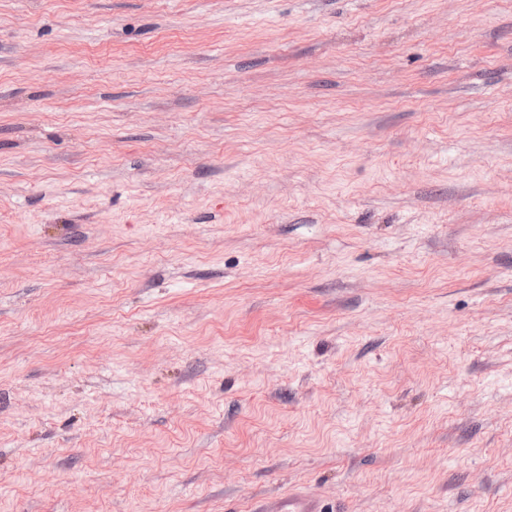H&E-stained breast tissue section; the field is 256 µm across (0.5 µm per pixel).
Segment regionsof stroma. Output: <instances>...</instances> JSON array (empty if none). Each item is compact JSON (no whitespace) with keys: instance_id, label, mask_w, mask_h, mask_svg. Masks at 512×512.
Listing matches in <instances>:
<instances>
[{"instance_id":"35a3bbf8","label":"stroma","mask_w":512,"mask_h":512,"mask_svg":"<svg viewBox=\"0 0 512 512\" xmlns=\"http://www.w3.org/2000/svg\"><path fill=\"white\" fill-rule=\"evenodd\" d=\"M512 512V0H0V512ZM257 512H323L318 500L308 494L288 495V497L268 501Z\"/></svg>"}]
</instances>
